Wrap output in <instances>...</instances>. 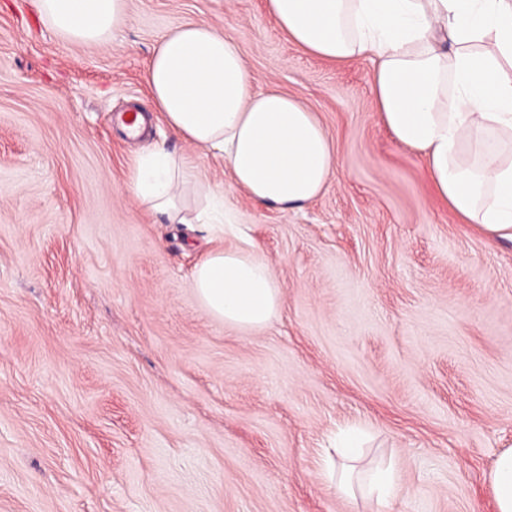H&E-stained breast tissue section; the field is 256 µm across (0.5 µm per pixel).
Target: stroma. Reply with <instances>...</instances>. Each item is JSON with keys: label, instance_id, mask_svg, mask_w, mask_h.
Returning a JSON list of instances; mask_svg holds the SVG:
<instances>
[{"label": "stroma", "instance_id": "obj_1", "mask_svg": "<svg viewBox=\"0 0 512 512\" xmlns=\"http://www.w3.org/2000/svg\"><path fill=\"white\" fill-rule=\"evenodd\" d=\"M101 45L66 44L33 0H0V512H365L322 468L338 428L393 462L389 512H496L512 448V242L435 195L385 127L364 57L322 60L265 0H127ZM203 21L261 89L301 97L336 155L299 210L254 203L154 115L151 53ZM150 115L126 138L121 112ZM158 142L224 194L236 225L166 224L134 197ZM255 244L283 289L267 327L214 320L207 250ZM498 512H512V449L497 458L490 475Z\"/></svg>", "mask_w": 512, "mask_h": 512}]
</instances>
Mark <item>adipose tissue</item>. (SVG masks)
Here are the masks:
<instances>
[{
    "label": "adipose tissue",
    "mask_w": 512,
    "mask_h": 512,
    "mask_svg": "<svg viewBox=\"0 0 512 512\" xmlns=\"http://www.w3.org/2000/svg\"><path fill=\"white\" fill-rule=\"evenodd\" d=\"M277 26L307 52L374 64L377 110L401 144L426 158L436 193L490 239L512 240V0H266ZM40 21L67 44H101L128 19L127 0H34ZM153 108L183 141L225 164L258 205L300 208L327 187L330 140L300 98L258 91L237 42L205 22L173 27L150 58ZM137 199L185 223L186 162L162 146L134 157ZM192 286L214 318L243 331L277 316L282 286L257 252L215 250ZM367 433L336 436L326 460L339 496L362 495L383 512L402 491L394 464L352 482Z\"/></svg>",
    "instance_id": "obj_1"
}]
</instances>
